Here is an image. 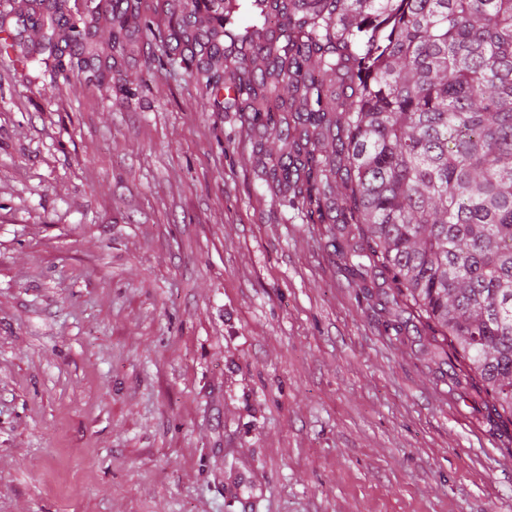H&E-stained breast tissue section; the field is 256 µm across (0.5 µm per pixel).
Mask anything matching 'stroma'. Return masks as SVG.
<instances>
[{"label": "stroma", "mask_w": 512, "mask_h": 512, "mask_svg": "<svg viewBox=\"0 0 512 512\" xmlns=\"http://www.w3.org/2000/svg\"><path fill=\"white\" fill-rule=\"evenodd\" d=\"M0 54V512H512V425L402 336L265 173L204 58L223 0H66L104 75Z\"/></svg>", "instance_id": "stroma-1"}]
</instances>
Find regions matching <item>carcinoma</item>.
I'll return each mask as SVG.
<instances>
[{"mask_svg": "<svg viewBox=\"0 0 512 512\" xmlns=\"http://www.w3.org/2000/svg\"><path fill=\"white\" fill-rule=\"evenodd\" d=\"M82 52L86 30L43 18ZM233 48L260 43L264 68L219 67L213 52L189 77L252 96L254 122L296 113L293 154L271 170L294 183L303 222L336 220L341 252L384 304L425 321L431 352L455 368L488 413L512 424V0H224Z\"/></svg>", "mask_w": 512, "mask_h": 512, "instance_id": "carcinoma-1", "label": "carcinoma"}]
</instances>
